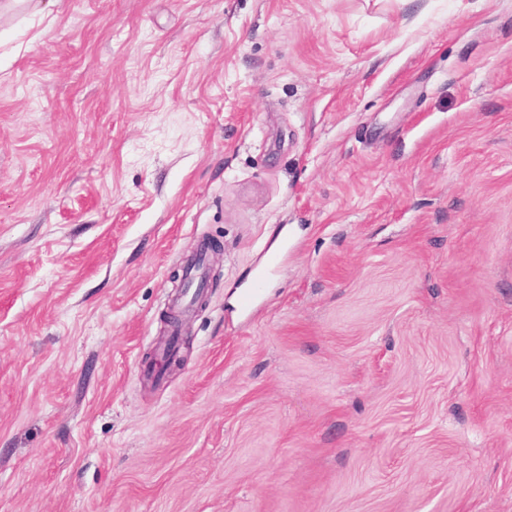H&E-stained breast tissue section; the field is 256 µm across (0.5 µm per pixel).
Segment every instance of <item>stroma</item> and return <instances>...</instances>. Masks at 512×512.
Masks as SVG:
<instances>
[{
	"mask_svg": "<svg viewBox=\"0 0 512 512\" xmlns=\"http://www.w3.org/2000/svg\"><path fill=\"white\" fill-rule=\"evenodd\" d=\"M0 512H512V0L0 16Z\"/></svg>",
	"mask_w": 512,
	"mask_h": 512,
	"instance_id": "obj_1",
	"label": "stroma"
}]
</instances>
